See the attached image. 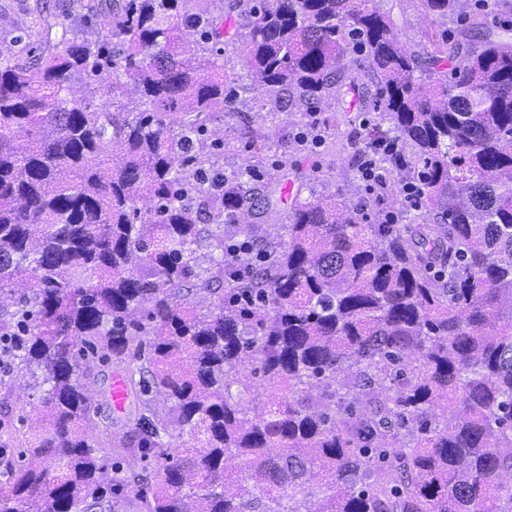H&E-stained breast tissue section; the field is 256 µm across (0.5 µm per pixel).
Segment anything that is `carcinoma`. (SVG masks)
<instances>
[{
    "label": "carcinoma",
    "instance_id": "cac0c4a2",
    "mask_svg": "<svg viewBox=\"0 0 512 512\" xmlns=\"http://www.w3.org/2000/svg\"><path fill=\"white\" fill-rule=\"evenodd\" d=\"M234 2L247 85L201 0H84L56 44L31 10L26 59L0 53V296L30 285L0 336L39 401L0 512H86L108 468L112 512H512V26L427 32L423 57L380 0ZM352 54L378 76L372 138L399 145L392 189L421 183L424 212L367 224L316 197L232 259L269 135L226 177L209 125L248 88L312 109ZM91 358L150 377L120 439L90 433Z\"/></svg>",
    "mask_w": 512,
    "mask_h": 512
}]
</instances>
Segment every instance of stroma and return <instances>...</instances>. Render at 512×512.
<instances>
[{"mask_svg": "<svg viewBox=\"0 0 512 512\" xmlns=\"http://www.w3.org/2000/svg\"><path fill=\"white\" fill-rule=\"evenodd\" d=\"M392 4L400 39L418 51L424 47V31L441 29L453 37L462 24L458 17L444 20L426 13L420 0H392ZM375 87L373 77L362 73L355 88H341L339 94L324 99L314 117L321 122L335 117L336 126L332 135L318 146L305 150L298 146V137L305 129L301 113L276 109L266 97L243 93L244 117L251 127L268 129L271 139L263 164L253 171V181L269 207L264 210L254 205L245 206L239 214L241 223L258 226L263 234H279L282 224L287 221L285 207L280 201L281 187L287 181L300 186V199H308L313 193H332L337 199L361 210L371 222L381 213L401 209V196L381 191L368 193L358 172V160L365 148V127L374 123L377 115L373 105ZM316 171L323 174L324 179L316 183L314 190H307L308 178ZM92 373V394L99 407L98 424L114 437H121L127 431L130 419L140 413V402L136 397H129L123 411H116L111 397L115 375L111 362H93Z\"/></svg>", "mask_w": 512, "mask_h": 512, "instance_id": "obj_1", "label": "stroma"}]
</instances>
